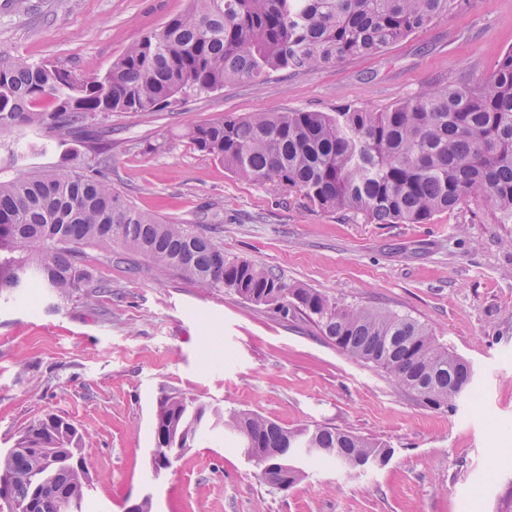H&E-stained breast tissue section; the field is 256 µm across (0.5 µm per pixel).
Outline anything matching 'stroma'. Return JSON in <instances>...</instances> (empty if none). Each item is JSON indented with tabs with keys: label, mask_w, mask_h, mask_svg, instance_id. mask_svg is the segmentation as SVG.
<instances>
[{
	"label": "stroma",
	"mask_w": 512,
	"mask_h": 512,
	"mask_svg": "<svg viewBox=\"0 0 512 512\" xmlns=\"http://www.w3.org/2000/svg\"><path fill=\"white\" fill-rule=\"evenodd\" d=\"M190 0H0V52L104 75ZM512 47V0H455L448 14L383 53L313 72L269 73L178 105L102 119L105 175L138 209L184 222L225 253L339 304L422 322L474 364V398L427 407L386 373L353 361L303 316L281 318L233 292L160 275L123 247L86 250L111 289L57 299L0 289V449L49 414L83 434L92 464L87 512H512V224L464 207L427 224H369L304 208L277 183L245 181L185 136L193 124L252 112L380 111L441 77L488 75ZM71 141L0 133V178L71 157ZM176 392L222 412L250 410L286 427L319 424L374 437L386 465L351 475L305 465L288 491L265 485L223 429L202 427L162 473L151 466L158 403Z\"/></svg>",
	"instance_id": "obj_1"
}]
</instances>
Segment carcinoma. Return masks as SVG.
Instances as JSON below:
<instances>
[{"label": "carcinoma", "instance_id": "1", "mask_svg": "<svg viewBox=\"0 0 512 512\" xmlns=\"http://www.w3.org/2000/svg\"><path fill=\"white\" fill-rule=\"evenodd\" d=\"M193 6L142 36L101 77L0 55V132L28 127L72 137L98 155L112 150L95 120L114 112H156L187 91L211 92L273 70L312 72L377 55L448 13L453 0H192ZM199 151L253 183L299 191L315 212L361 215L373 224H426L464 205L488 224H512V48L476 84L439 79L378 112H255L188 128ZM121 245L205 290L227 289L283 317L300 314L348 358L389 375L424 404L456 409L473 366L439 344L424 324L398 312L341 306L311 288L291 287L267 268L224 253L210 237L134 207L112 184L63 161L0 179V288H48L60 298L110 284L92 277L83 247ZM155 447H190L206 408L179 395L162 401ZM260 455L262 481L284 491L302 459L348 472L383 465L382 442L336 427L285 428L245 410L214 412ZM82 436L48 416L28 424L0 453L11 484L10 512H84L91 490ZM41 448H58L50 467Z\"/></svg>", "mask_w": 512, "mask_h": 512}]
</instances>
